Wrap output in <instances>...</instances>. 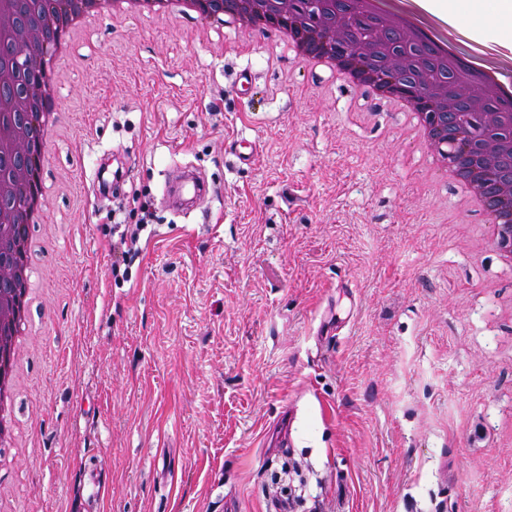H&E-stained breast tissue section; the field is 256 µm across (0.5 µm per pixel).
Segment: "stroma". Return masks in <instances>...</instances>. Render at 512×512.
Instances as JSON below:
<instances>
[{
  "instance_id": "obj_1",
  "label": "stroma",
  "mask_w": 512,
  "mask_h": 512,
  "mask_svg": "<svg viewBox=\"0 0 512 512\" xmlns=\"http://www.w3.org/2000/svg\"><path fill=\"white\" fill-rule=\"evenodd\" d=\"M56 94L0 512H267L288 458L296 512H512V268L404 113L177 18L92 22ZM186 163L213 195L182 215Z\"/></svg>"
}]
</instances>
